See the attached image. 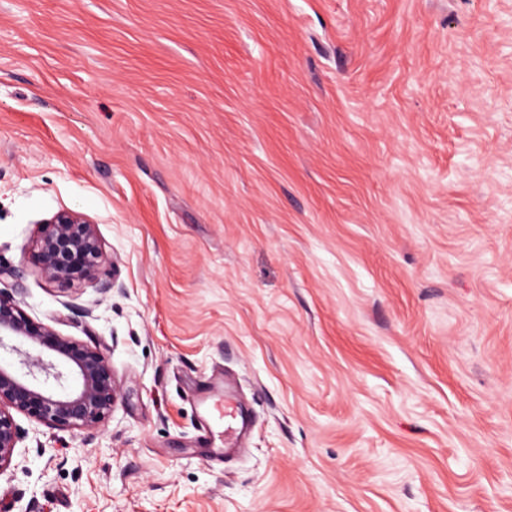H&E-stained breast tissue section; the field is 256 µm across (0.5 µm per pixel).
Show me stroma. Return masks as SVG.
<instances>
[{"instance_id": "obj_1", "label": "stroma", "mask_w": 512, "mask_h": 512, "mask_svg": "<svg viewBox=\"0 0 512 512\" xmlns=\"http://www.w3.org/2000/svg\"><path fill=\"white\" fill-rule=\"evenodd\" d=\"M0 260L121 388L17 415L0 512H512V0H0ZM43 224L48 225L28 248L36 251L45 279L55 283L95 280L100 294L112 293L114 261L103 249L95 224L74 210H61ZM210 403L207 405L209 414L215 418L224 419V446L232 447L235 445L238 439V428L235 420L237 419L238 413L235 408L230 404L228 395L225 391L224 386V399L222 397L208 396L204 400V403Z\"/></svg>"}]
</instances>
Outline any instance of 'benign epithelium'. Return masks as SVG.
Segmentation results:
<instances>
[{
	"label": "benign epithelium",
	"mask_w": 512,
	"mask_h": 512,
	"mask_svg": "<svg viewBox=\"0 0 512 512\" xmlns=\"http://www.w3.org/2000/svg\"><path fill=\"white\" fill-rule=\"evenodd\" d=\"M46 224L31 244L45 279L95 280L100 294L112 293L114 261L103 249L95 224L74 210H61ZM18 294L17 287H0V349L18 355L17 363L0 364V473L10 467L15 448L26 435L14 414L50 428L95 435L108 424L119 392L101 351L34 321L22 309ZM8 338L27 348L7 343ZM72 376L77 385L69 392L56 395L45 389L51 382L63 389Z\"/></svg>",
	"instance_id": "obj_1"
}]
</instances>
